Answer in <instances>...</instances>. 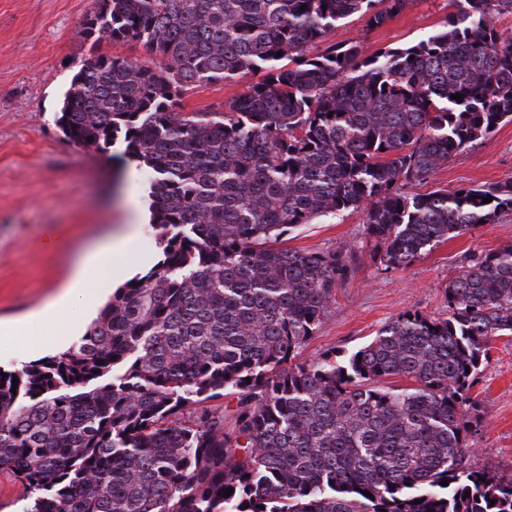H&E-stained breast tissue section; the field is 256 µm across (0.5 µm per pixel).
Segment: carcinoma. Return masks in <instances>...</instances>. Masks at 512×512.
Instances as JSON below:
<instances>
[{
	"instance_id": "obj_1",
	"label": "carcinoma",
	"mask_w": 512,
	"mask_h": 512,
	"mask_svg": "<svg viewBox=\"0 0 512 512\" xmlns=\"http://www.w3.org/2000/svg\"><path fill=\"white\" fill-rule=\"evenodd\" d=\"M409 2L93 0L85 36L150 59H81L57 124L151 172L162 259L79 344L0 375V470L27 486L28 512H512V475L473 466L469 446L475 378L512 336V244L467 260L448 317L406 312L347 360L310 363L297 355L345 256L273 246L363 208L398 269L512 211V182L404 191L512 121V38L490 24L512 0H455L405 48L330 42L343 20L379 28ZM245 71L264 77L183 110L187 91ZM225 395L231 428L204 406ZM95 49L101 52L126 57L133 59L143 60L147 57V52L140 45L135 43H123V42H108L102 41L98 43Z\"/></svg>"
}]
</instances>
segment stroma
<instances>
[{"label":"stroma","mask_w":512,"mask_h":512,"mask_svg":"<svg viewBox=\"0 0 512 512\" xmlns=\"http://www.w3.org/2000/svg\"><path fill=\"white\" fill-rule=\"evenodd\" d=\"M92 0H0V319L43 306L73 270L99 246L138 222L149 198V176L130 168L122 145L100 153L74 145L60 131L57 113L79 61L91 49L133 59L147 53L135 43L91 44L83 34ZM452 0H410L394 19L369 28L351 16L332 35L359 43L365 54L404 47L438 30ZM261 73L188 91L190 112L218 109L260 81ZM512 180V122L441 165L412 186L415 194L455 191ZM55 246L46 239L54 230ZM280 245L305 252L350 250V272L336 288V303L300 361L327 353L348 355L385 323L406 312L431 318L448 314L446 287L472 255L512 243V212L442 241L399 269L386 268L366 231V213L345 212L332 221L286 232ZM481 406L471 460L512 474V337L496 339L472 388Z\"/></svg>","instance_id":"stroma-1"}]
</instances>
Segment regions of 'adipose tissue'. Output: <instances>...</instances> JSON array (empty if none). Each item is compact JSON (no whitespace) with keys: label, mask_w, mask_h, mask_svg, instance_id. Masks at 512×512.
Here are the masks:
<instances>
[{"label":"adipose tissue","mask_w":512,"mask_h":512,"mask_svg":"<svg viewBox=\"0 0 512 512\" xmlns=\"http://www.w3.org/2000/svg\"><path fill=\"white\" fill-rule=\"evenodd\" d=\"M138 237V231L134 230L97 250L77 271L70 285L45 306L16 318L0 319V335L23 336L31 324L37 323L41 325L43 335L49 336L55 347L67 346L82 334L104 294L102 288L91 285L92 273L104 267L108 270L109 281L120 282L127 278V267L114 262L113 257L135 248Z\"/></svg>","instance_id":"obj_1"}]
</instances>
